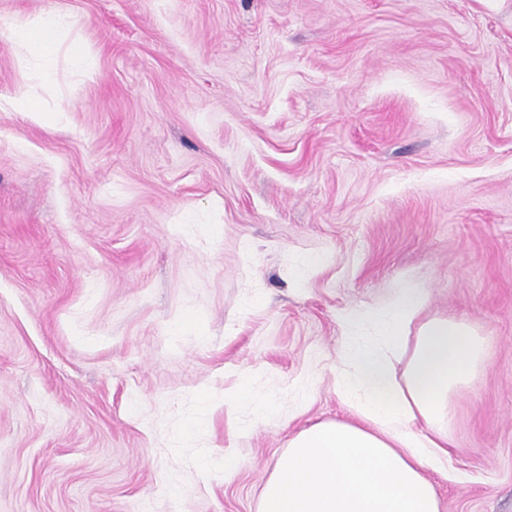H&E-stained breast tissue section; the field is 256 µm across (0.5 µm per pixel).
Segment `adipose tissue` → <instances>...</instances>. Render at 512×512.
<instances>
[{
  "instance_id": "1",
  "label": "adipose tissue",
  "mask_w": 512,
  "mask_h": 512,
  "mask_svg": "<svg viewBox=\"0 0 512 512\" xmlns=\"http://www.w3.org/2000/svg\"><path fill=\"white\" fill-rule=\"evenodd\" d=\"M11 41L44 82L55 77L60 48L76 67L93 65L88 50L69 42L67 18L54 9L19 22ZM425 303L422 290L405 288L381 307L343 316L351 338L339 358L336 391L363 421L299 432L266 481L258 512H440L429 474L446 473L451 458L442 429L448 395L474 384L484 346L466 322L421 321ZM367 323L374 340L354 341Z\"/></svg>"
}]
</instances>
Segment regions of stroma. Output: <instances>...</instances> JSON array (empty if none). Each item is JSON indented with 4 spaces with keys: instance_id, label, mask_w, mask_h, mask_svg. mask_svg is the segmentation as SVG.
Returning a JSON list of instances; mask_svg holds the SVG:
<instances>
[{
    "instance_id": "1",
    "label": "stroma",
    "mask_w": 512,
    "mask_h": 512,
    "mask_svg": "<svg viewBox=\"0 0 512 512\" xmlns=\"http://www.w3.org/2000/svg\"><path fill=\"white\" fill-rule=\"evenodd\" d=\"M47 8L91 73L24 65ZM20 93L66 110L0 111V512H257L408 285L487 343L441 512H512V0H0ZM234 400L235 402H250L261 417L265 416L270 410V403L251 390L246 376L241 377Z\"/></svg>"
}]
</instances>
